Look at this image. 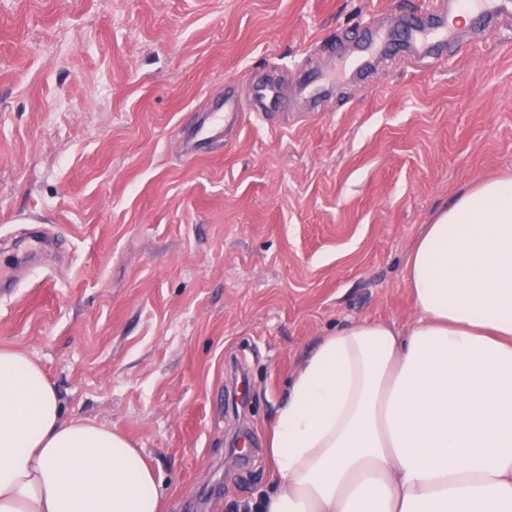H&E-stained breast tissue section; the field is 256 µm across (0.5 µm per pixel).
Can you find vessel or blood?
<instances>
[{
	"label": "vessel or blood",
	"mask_w": 512,
	"mask_h": 512,
	"mask_svg": "<svg viewBox=\"0 0 512 512\" xmlns=\"http://www.w3.org/2000/svg\"><path fill=\"white\" fill-rule=\"evenodd\" d=\"M510 23L512 0H429L426 12L407 24L404 35L418 56L438 60L462 51L468 41L478 40L489 26ZM397 37L395 30L385 24L368 20L354 34L355 49L342 59L339 76L351 79L374 72L386 61ZM334 78L323 70L306 77L304 86L312 101L323 98ZM282 101L278 81H269L248 95L241 94L232 81H225L223 95L216 97L189 128L184 138L185 156L195 158L201 144L224 137L244 115L269 117Z\"/></svg>",
	"instance_id": "1"
}]
</instances>
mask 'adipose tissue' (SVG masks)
<instances>
[{
    "instance_id": "ef3b65f1",
    "label": "adipose tissue",
    "mask_w": 512,
    "mask_h": 512,
    "mask_svg": "<svg viewBox=\"0 0 512 512\" xmlns=\"http://www.w3.org/2000/svg\"><path fill=\"white\" fill-rule=\"evenodd\" d=\"M417 315L323 337L272 426L250 512H512V178L475 183L417 237ZM141 449L64 417L27 353L0 348V512H162Z\"/></svg>"
}]
</instances>
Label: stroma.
<instances>
[{"mask_svg":"<svg viewBox=\"0 0 512 512\" xmlns=\"http://www.w3.org/2000/svg\"><path fill=\"white\" fill-rule=\"evenodd\" d=\"M427 3L0 0V266L30 225L62 242L0 301V347L40 363L66 416L142 448L166 512H247L300 362L350 321L409 322L423 226L512 177V27L336 81L304 114L299 70ZM264 73L287 108L185 160L225 81Z\"/></svg>","mask_w":512,"mask_h":512,"instance_id":"1","label":"stroma"}]
</instances>
